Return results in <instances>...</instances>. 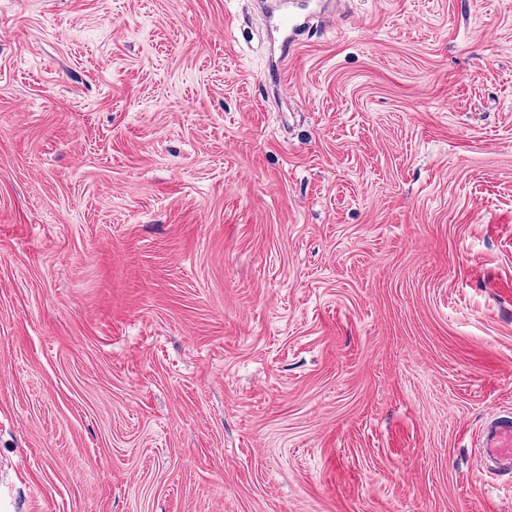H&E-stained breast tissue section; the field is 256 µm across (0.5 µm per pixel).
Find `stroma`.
<instances>
[{
	"mask_svg": "<svg viewBox=\"0 0 512 512\" xmlns=\"http://www.w3.org/2000/svg\"><path fill=\"white\" fill-rule=\"evenodd\" d=\"M321 3L0 0V512H512V0ZM480 452L488 461L487 473L496 476L512 473V412L505 411L484 423L481 431Z\"/></svg>",
	"mask_w": 512,
	"mask_h": 512,
	"instance_id": "obj_1",
	"label": "stroma"
}]
</instances>
